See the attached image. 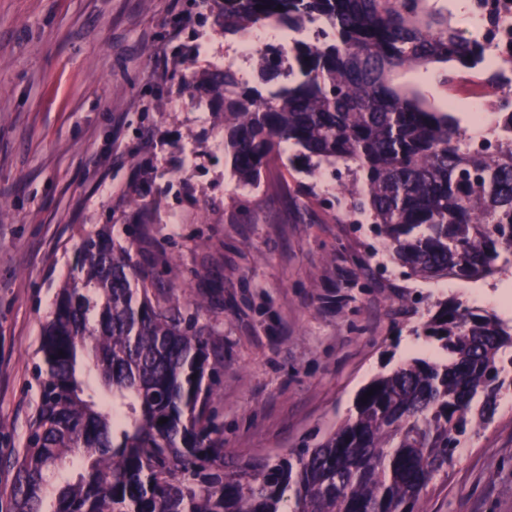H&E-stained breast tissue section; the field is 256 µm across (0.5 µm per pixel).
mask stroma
Returning a JSON list of instances; mask_svg holds the SVG:
<instances>
[{
  "label": "stroma",
  "mask_w": 512,
  "mask_h": 512,
  "mask_svg": "<svg viewBox=\"0 0 512 512\" xmlns=\"http://www.w3.org/2000/svg\"><path fill=\"white\" fill-rule=\"evenodd\" d=\"M212 0H0V512L38 402L43 327L83 242L110 229L154 264L173 301L203 297L224 352L209 413L224 460L240 464L316 444L375 376L435 342L413 334L437 301L490 313L476 282L404 279L379 240L340 223L331 172L310 179L292 152L243 185L224 150V115L204 71L227 44ZM313 185L306 196L301 186ZM424 512H512V394L436 478Z\"/></svg>",
  "instance_id": "obj_1"
}]
</instances>
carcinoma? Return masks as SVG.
<instances>
[{"mask_svg": "<svg viewBox=\"0 0 512 512\" xmlns=\"http://www.w3.org/2000/svg\"><path fill=\"white\" fill-rule=\"evenodd\" d=\"M216 22L226 42L260 28L313 33L286 52L266 47L254 85L231 63L206 72L224 91V148L240 180L257 183L296 147L309 175L351 176L336 194L341 223L372 225L407 278L478 281L512 264V104L474 149L452 114L392 84L400 69L455 62L435 79L445 94L461 70L512 86L488 62L490 37L462 36L432 0H223ZM187 305L189 318L161 300L152 269L109 234L85 242L41 342L12 512H285L290 490L291 512H421L433 479L512 391V324L438 301L416 334L451 361L412 358L365 386L314 447L228 467L208 418L223 356L200 323L205 302ZM68 465L76 476L51 485Z\"/></svg>", "mask_w": 512, "mask_h": 512, "instance_id": "carcinoma-1", "label": "carcinoma"}]
</instances>
